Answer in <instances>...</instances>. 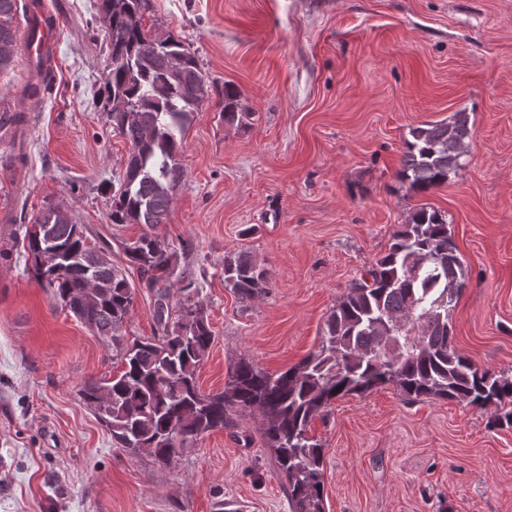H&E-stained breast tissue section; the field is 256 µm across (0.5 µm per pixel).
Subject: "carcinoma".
Instances as JSON below:
<instances>
[{
    "label": "carcinoma",
    "instance_id": "carcinoma-1",
    "mask_svg": "<svg viewBox=\"0 0 512 512\" xmlns=\"http://www.w3.org/2000/svg\"><path fill=\"white\" fill-rule=\"evenodd\" d=\"M147 0H101L108 19L111 68L106 78L112 131L130 146L123 179L112 195V223L139 224L143 232L126 247L130 263L149 274L155 289L152 337L128 344L120 326L134 307V287L123 271L98 259L84 227L68 211L47 207L26 230L25 251L35 279L92 332L112 345L122 369L89 380L81 399L112 440L160 465L173 463L188 444L217 429L233 428L246 411H259L263 438L288 483L292 512H324L323 448L310 436L313 418L331 401L394 383L408 396L453 399L494 407V420L512 425V379L476 367L453 344L449 321L465 275L448 221L436 210L417 209L393 236L388 252L354 281L327 316L318 349L287 370L269 374L241 360L218 393H202L196 371L214 341L194 300L198 289L180 286L183 301L170 305L180 281L177 252L152 233L167 220L172 191L183 177L177 162L183 134L208 95L195 53L174 36L158 42L143 25ZM35 38L27 0H0V44L17 45V16ZM238 92L224 85L222 117L242 123ZM402 180L424 192L448 183L460 169L468 116L455 113L410 130ZM60 267H43L46 242ZM103 284L85 303L90 279ZM224 286L245 301L266 293V270L240 251L224 256Z\"/></svg>",
    "mask_w": 512,
    "mask_h": 512
}]
</instances>
